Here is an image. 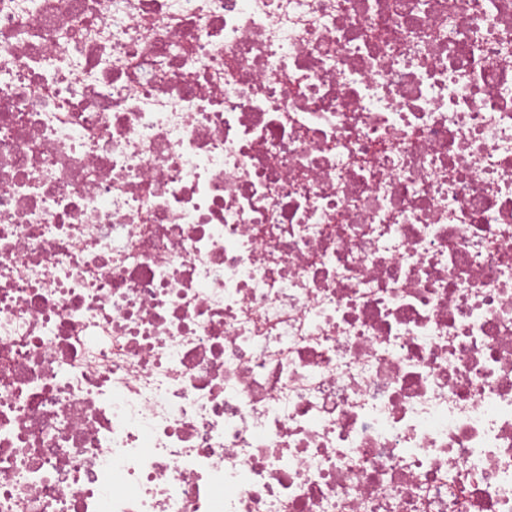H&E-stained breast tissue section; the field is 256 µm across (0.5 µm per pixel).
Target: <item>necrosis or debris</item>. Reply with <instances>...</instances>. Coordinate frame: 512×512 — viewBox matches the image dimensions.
I'll use <instances>...</instances> for the list:
<instances>
[{"instance_id":"necrosis-or-debris-1","label":"necrosis or debris","mask_w":512,"mask_h":512,"mask_svg":"<svg viewBox=\"0 0 512 512\" xmlns=\"http://www.w3.org/2000/svg\"><path fill=\"white\" fill-rule=\"evenodd\" d=\"M0 512H512V0H0Z\"/></svg>"}]
</instances>
